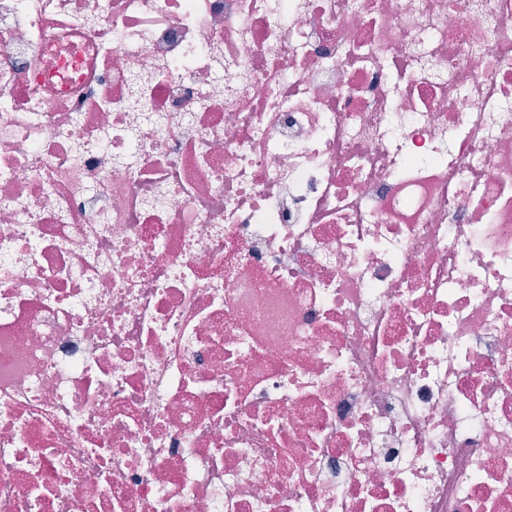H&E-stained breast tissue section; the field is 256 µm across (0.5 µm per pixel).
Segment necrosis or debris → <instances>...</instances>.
Instances as JSON below:
<instances>
[{
  "label": "necrosis or debris",
  "instance_id": "1",
  "mask_svg": "<svg viewBox=\"0 0 512 512\" xmlns=\"http://www.w3.org/2000/svg\"><path fill=\"white\" fill-rule=\"evenodd\" d=\"M0 512H512V0H0Z\"/></svg>",
  "mask_w": 512,
  "mask_h": 512
}]
</instances>
